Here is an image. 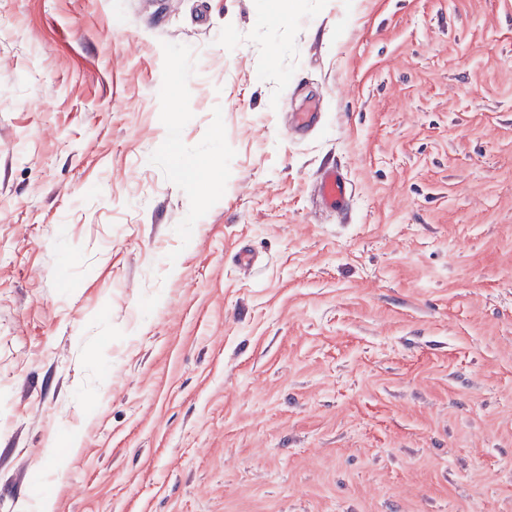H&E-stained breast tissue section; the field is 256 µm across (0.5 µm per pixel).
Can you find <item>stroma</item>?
I'll return each mask as SVG.
<instances>
[{
	"label": "stroma",
	"mask_w": 512,
	"mask_h": 512,
	"mask_svg": "<svg viewBox=\"0 0 512 512\" xmlns=\"http://www.w3.org/2000/svg\"><path fill=\"white\" fill-rule=\"evenodd\" d=\"M46 498L512 512V0H0V512ZM314 102L290 115V126L295 132H307L320 121L322 114ZM314 196L322 210L337 214L347 212L351 193L343 170L335 165L322 167L315 181Z\"/></svg>",
	"instance_id": "obj_1"
}]
</instances>
